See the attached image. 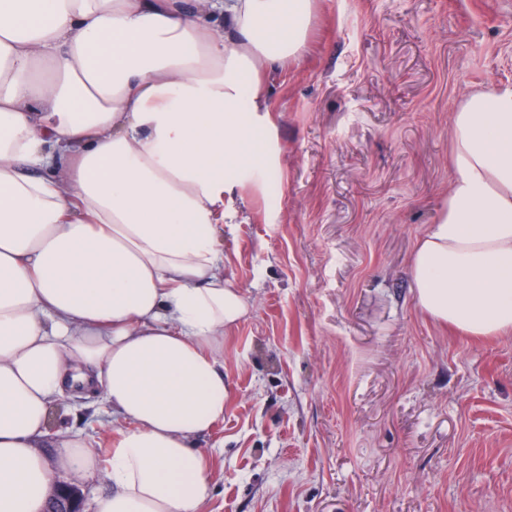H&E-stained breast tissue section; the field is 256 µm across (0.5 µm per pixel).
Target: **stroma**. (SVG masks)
Masks as SVG:
<instances>
[{"mask_svg": "<svg viewBox=\"0 0 512 512\" xmlns=\"http://www.w3.org/2000/svg\"><path fill=\"white\" fill-rule=\"evenodd\" d=\"M512 86V0H319L271 73L276 189L224 221L251 300L224 339V420L200 512H512V332L426 315L410 265L453 177L463 98ZM112 440L102 396L65 395L53 434Z\"/></svg>", "mask_w": 512, "mask_h": 512, "instance_id": "stroma-1", "label": "stroma"}]
</instances>
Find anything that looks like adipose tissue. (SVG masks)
I'll list each match as a JSON object with an SVG mask.
<instances>
[{
	"label": "adipose tissue",
	"instance_id": "1",
	"mask_svg": "<svg viewBox=\"0 0 512 512\" xmlns=\"http://www.w3.org/2000/svg\"><path fill=\"white\" fill-rule=\"evenodd\" d=\"M316 0H0V512H43L98 468L60 431L65 393L118 429L97 512H199L195 437L224 419V338L249 312L224 204L270 156L268 73L299 58ZM453 179L410 267L428 315L512 330V88L467 95Z\"/></svg>",
	"mask_w": 512,
	"mask_h": 512
}]
</instances>
